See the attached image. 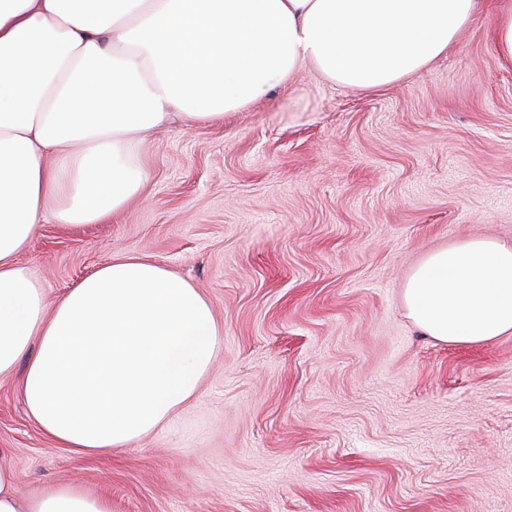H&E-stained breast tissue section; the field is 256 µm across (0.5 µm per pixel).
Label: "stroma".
Wrapping results in <instances>:
<instances>
[{"mask_svg": "<svg viewBox=\"0 0 512 512\" xmlns=\"http://www.w3.org/2000/svg\"><path fill=\"white\" fill-rule=\"evenodd\" d=\"M496 4L383 89L308 67L224 119L173 121L122 213L39 226L21 260L48 303L139 253L199 288L223 336L197 396L108 457L55 445L1 379L19 495L76 482L112 512H512V334L443 343L403 303L428 253L512 240Z\"/></svg>", "mask_w": 512, "mask_h": 512, "instance_id": "1", "label": "stroma"}]
</instances>
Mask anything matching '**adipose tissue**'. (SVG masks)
Instances as JSON below:
<instances>
[{
	"mask_svg": "<svg viewBox=\"0 0 512 512\" xmlns=\"http://www.w3.org/2000/svg\"><path fill=\"white\" fill-rule=\"evenodd\" d=\"M478 0H0V378L18 376L55 444L108 455L192 400L221 329L205 296L124 253L54 307L25 252L40 224H98L143 185L145 140L175 116L216 120L314 65L374 90L447 53ZM403 303L423 334H512V243L429 253ZM0 512H112L76 484L19 496L0 463Z\"/></svg>",
	"mask_w": 512,
	"mask_h": 512,
	"instance_id": "obj_1",
	"label": "adipose tissue"
}]
</instances>
